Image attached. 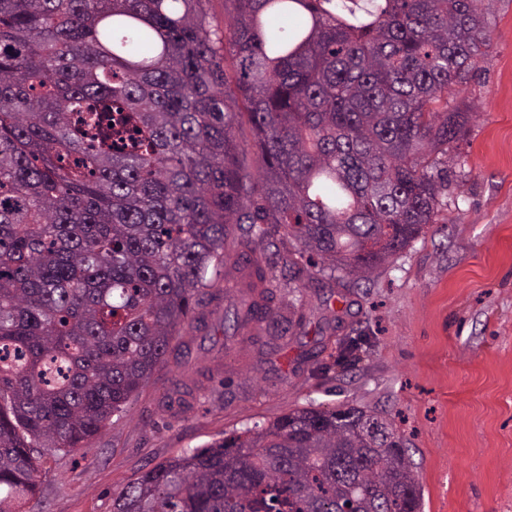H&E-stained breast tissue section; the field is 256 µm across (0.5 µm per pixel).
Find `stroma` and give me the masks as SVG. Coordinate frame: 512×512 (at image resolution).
Segmentation results:
<instances>
[{"label":"stroma","mask_w":512,"mask_h":512,"mask_svg":"<svg viewBox=\"0 0 512 512\" xmlns=\"http://www.w3.org/2000/svg\"><path fill=\"white\" fill-rule=\"evenodd\" d=\"M449 108L468 111L449 151L458 177L438 223L370 287L303 271L277 315L225 346L223 307L188 361L167 360L90 447L50 463L40 512H112V495L181 451L311 404L393 420L422 512H512V0Z\"/></svg>","instance_id":"obj_1"}]
</instances>
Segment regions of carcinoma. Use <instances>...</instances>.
Instances as JSON below:
<instances>
[{
  "instance_id": "carcinoma-1",
  "label": "carcinoma",
  "mask_w": 512,
  "mask_h": 512,
  "mask_svg": "<svg viewBox=\"0 0 512 512\" xmlns=\"http://www.w3.org/2000/svg\"><path fill=\"white\" fill-rule=\"evenodd\" d=\"M206 2L0 0V512L189 357L203 307L229 303L228 341L273 318L268 226L291 264L361 284L438 223L469 119L448 92L496 0H229L222 25ZM347 504L422 507L403 438L350 403L170 457L112 512Z\"/></svg>"
}]
</instances>
